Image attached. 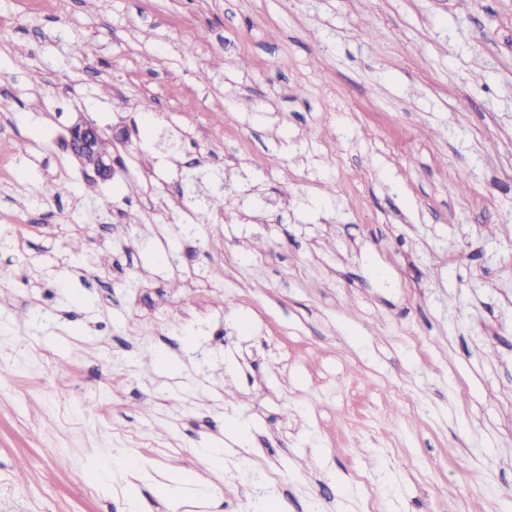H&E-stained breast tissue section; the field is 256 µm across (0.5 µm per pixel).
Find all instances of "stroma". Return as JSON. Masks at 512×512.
Returning a JSON list of instances; mask_svg holds the SVG:
<instances>
[{
    "label": "stroma",
    "instance_id": "1",
    "mask_svg": "<svg viewBox=\"0 0 512 512\" xmlns=\"http://www.w3.org/2000/svg\"><path fill=\"white\" fill-rule=\"evenodd\" d=\"M1 227L0 512H512V0H0ZM102 136L99 127L88 119H79L68 128L66 143L71 152L82 159L93 155L92 164L96 172L103 179L112 178L114 166L105 153L99 151Z\"/></svg>",
    "mask_w": 512,
    "mask_h": 512
}]
</instances>
